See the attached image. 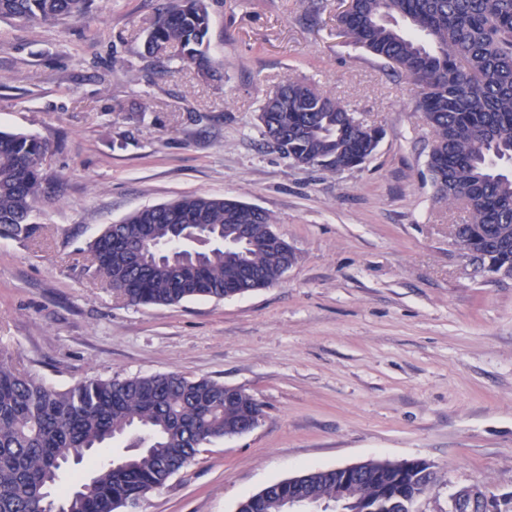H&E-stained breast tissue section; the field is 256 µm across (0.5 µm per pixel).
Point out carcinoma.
<instances>
[{
  "instance_id": "obj_1",
  "label": "carcinoma",
  "mask_w": 512,
  "mask_h": 512,
  "mask_svg": "<svg viewBox=\"0 0 512 512\" xmlns=\"http://www.w3.org/2000/svg\"><path fill=\"white\" fill-rule=\"evenodd\" d=\"M90 0H0V18L31 24L81 14ZM339 34L420 88L416 111L435 131L427 167L436 196L467 206L457 244L479 272H512V0H352L337 16ZM209 0H169L145 39L148 54L174 51L203 77L212 75ZM260 111L288 130L291 163L340 173L365 163L382 131L344 124L348 107L304 80L270 90ZM49 145L0 131V238L39 234L37 204L52 193L44 175ZM200 214L217 239H238L244 224H271L265 211L232 198L181 196L109 224L90 245L93 276L137 305L224 299L246 286L280 280L279 259L255 247L231 255L224 246L184 256L171 249L173 225ZM256 400L210 379L174 373L87 380L57 389L0 355V512H43L70 462L116 441L125 451L87 476L89 492L69 512H129L195 458L198 448L236 431L258 413ZM322 496L336 495V472L312 474ZM284 494L266 487L239 512H281Z\"/></svg>"
}]
</instances>
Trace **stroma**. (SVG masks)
<instances>
[{"label":"stroma","mask_w":512,"mask_h":512,"mask_svg":"<svg viewBox=\"0 0 512 512\" xmlns=\"http://www.w3.org/2000/svg\"><path fill=\"white\" fill-rule=\"evenodd\" d=\"M164 2L0 19V130L46 140L56 185L36 238H0V351L59 389L176 372L260 403L256 428L203 445L139 512H237L307 470L412 459L441 473L414 512H453L472 486L512 512V281L456 244L466 213L435 195L414 85L337 37L338 0H212L204 79L145 53ZM291 79L381 128L374 155L334 174L269 146L262 99ZM185 195L268 212L296 256L280 283L165 306L93 277L106 225Z\"/></svg>","instance_id":"35a3bbf8"}]
</instances>
